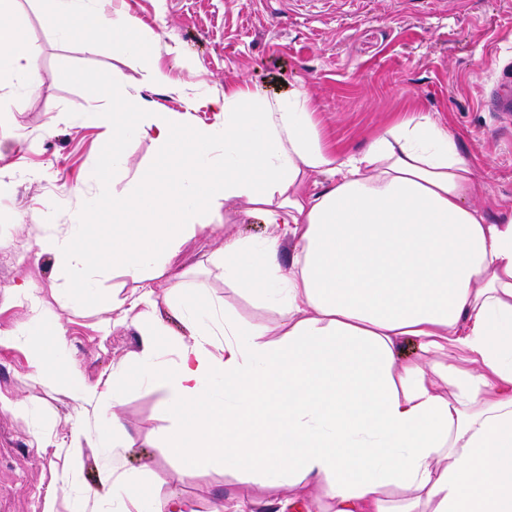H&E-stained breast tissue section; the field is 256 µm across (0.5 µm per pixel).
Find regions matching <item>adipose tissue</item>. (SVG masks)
<instances>
[{
  "instance_id": "obj_1",
  "label": "adipose tissue",
  "mask_w": 512,
  "mask_h": 512,
  "mask_svg": "<svg viewBox=\"0 0 512 512\" xmlns=\"http://www.w3.org/2000/svg\"><path fill=\"white\" fill-rule=\"evenodd\" d=\"M14 0H0V76L28 87L40 76ZM44 22L87 48L133 58L151 85L183 94L158 66V45L128 12L98 0H45ZM93 206L67 235L45 223L35 239L80 301L105 271L163 275L183 244L247 204L275 226L257 241L224 239L213 260L224 283L274 313L267 324L217 314L205 292L166 293L189 329L161 358L156 321L140 329L134 369L111 386L85 384L63 365L67 343L38 316L32 376L94 401L99 426L74 424L66 479L81 485L83 447L121 442L114 413L125 393L162 391L173 423L165 450L180 478L211 462L264 480V512H512V214L489 220L470 159L447 128L422 115L391 123L359 152L325 144L310 99L225 93L221 118L194 127L159 112L113 78ZM149 138L160 159L128 172V143ZM129 174L126 188L114 178ZM326 182L308 190L310 177ZM290 262H283L284 252ZM420 359L401 360L404 338ZM118 512H188L177 496L138 493L139 481L104 470Z\"/></svg>"
}]
</instances>
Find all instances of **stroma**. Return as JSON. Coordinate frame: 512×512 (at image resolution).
I'll use <instances>...</instances> for the list:
<instances>
[{"instance_id": "35a3bbf8", "label": "stroma", "mask_w": 512, "mask_h": 512, "mask_svg": "<svg viewBox=\"0 0 512 512\" xmlns=\"http://www.w3.org/2000/svg\"><path fill=\"white\" fill-rule=\"evenodd\" d=\"M105 11L123 9L142 31L158 38L160 67L190 88L188 98L155 88L154 108L185 112L190 125L214 123L211 96L247 86L268 97L300 91L314 108L323 139L352 151L365 149L390 122L428 115L448 128L485 185L480 205L489 219L512 211V125L483 107V99L512 56V0H102ZM14 12L35 51L40 83L27 89L16 76L0 79L9 93L0 114V172L11 177L0 196V512H76L80 489L64 480L73 423L94 422L93 407L63 388L32 380L28 333L36 314L54 318L67 340L70 360L85 382L101 387L113 368L133 366L140 349L134 301L145 291L126 277H99L88 302L58 301L66 279L54 259L39 253L35 239L44 219L67 227L72 214L91 204L90 187L101 151L93 122L56 123L61 112H84L114 75L140 87L137 62L108 46L87 50L58 37L43 22L42 0H15ZM192 60L193 69L183 67ZM81 70L79 83L61 82V69ZM273 228L238 205L213 233L185 243L171 268L182 288L205 284L216 305L246 323L272 313L225 287L210 258L228 235L259 239ZM26 399L30 413L16 416L10 400ZM162 394L130 389L116 412L127 429L122 448L84 450L83 482L99 489L100 512H111L112 495L100 490L107 466L139 477L158 497L186 500L192 512H213L235 493L245 512H262L269 490L260 479L238 481L212 465L191 480L180 479L163 445L170 429Z\"/></svg>"}]
</instances>
